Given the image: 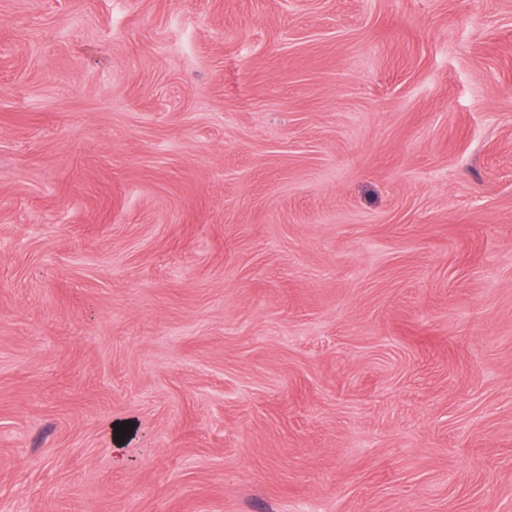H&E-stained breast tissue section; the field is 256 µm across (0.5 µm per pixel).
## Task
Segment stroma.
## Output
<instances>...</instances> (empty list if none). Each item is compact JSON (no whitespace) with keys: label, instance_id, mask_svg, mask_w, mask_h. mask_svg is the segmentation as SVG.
<instances>
[{"label":"stroma","instance_id":"1","mask_svg":"<svg viewBox=\"0 0 512 512\" xmlns=\"http://www.w3.org/2000/svg\"><path fill=\"white\" fill-rule=\"evenodd\" d=\"M0 512H512V0H0Z\"/></svg>","mask_w":512,"mask_h":512}]
</instances>
